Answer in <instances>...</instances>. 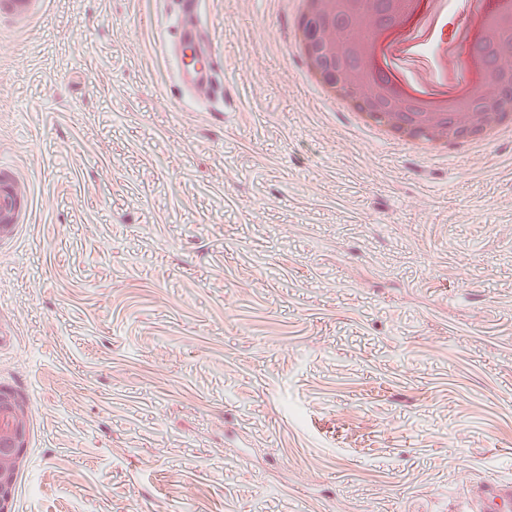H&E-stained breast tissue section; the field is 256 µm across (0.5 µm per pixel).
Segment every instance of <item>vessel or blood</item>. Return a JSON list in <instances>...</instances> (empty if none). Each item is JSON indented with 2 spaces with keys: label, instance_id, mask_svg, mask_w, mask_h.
Returning a JSON list of instances; mask_svg holds the SVG:
<instances>
[{
  "label": "vessel or blood",
  "instance_id": "vessel-or-blood-1",
  "mask_svg": "<svg viewBox=\"0 0 512 512\" xmlns=\"http://www.w3.org/2000/svg\"><path fill=\"white\" fill-rule=\"evenodd\" d=\"M178 26L176 37L162 51L176 64V80L181 95H189L200 86H210L214 101L224 98V77L211 45L196 22L195 0H176ZM12 170L0 167V221L21 224L28 221L32 201L16 195ZM479 512H512V482H488L478 495Z\"/></svg>",
  "mask_w": 512,
  "mask_h": 512
}]
</instances>
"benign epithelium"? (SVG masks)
<instances>
[{"label": "benign epithelium", "instance_id": "obj_1", "mask_svg": "<svg viewBox=\"0 0 512 512\" xmlns=\"http://www.w3.org/2000/svg\"><path fill=\"white\" fill-rule=\"evenodd\" d=\"M311 37L316 46L327 54L345 46L351 34L342 30H313ZM497 113L490 106L468 110L463 121L469 126L493 123ZM27 408L11 391L0 389V512H8L15 490V481L23 459L26 437Z\"/></svg>", "mask_w": 512, "mask_h": 512}]
</instances>
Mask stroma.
Returning <instances> with one entry per match:
<instances>
[{
	"instance_id": "35a3bbf8",
	"label": "stroma",
	"mask_w": 512,
	"mask_h": 512,
	"mask_svg": "<svg viewBox=\"0 0 512 512\" xmlns=\"http://www.w3.org/2000/svg\"><path fill=\"white\" fill-rule=\"evenodd\" d=\"M166 10L0 21L9 512H467L512 480V131L382 140L299 0H201L224 109L178 99ZM14 172L0 167V234H4L13 224H24L32 212V198H20L13 188ZM27 408L11 391L0 389V511L8 512L23 459Z\"/></svg>"
}]
</instances>
